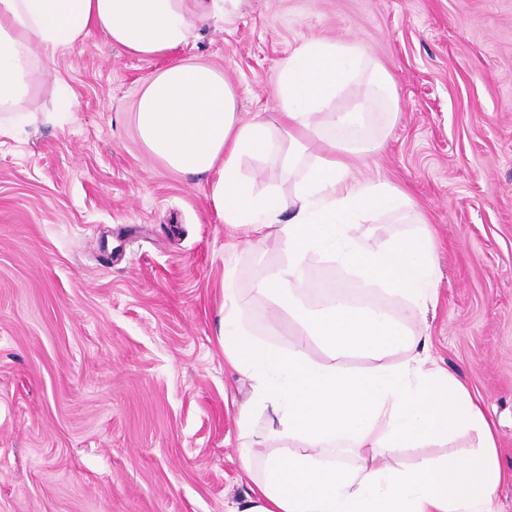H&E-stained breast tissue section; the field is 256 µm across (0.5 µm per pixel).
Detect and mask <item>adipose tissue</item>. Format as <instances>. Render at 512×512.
Here are the masks:
<instances>
[{"label":"adipose tissue","mask_w":512,"mask_h":512,"mask_svg":"<svg viewBox=\"0 0 512 512\" xmlns=\"http://www.w3.org/2000/svg\"><path fill=\"white\" fill-rule=\"evenodd\" d=\"M241 0H0V134L30 122L21 112L42 74L33 47L69 49L96 31L111 45L142 57H165L195 40L200 27L234 13ZM367 72L387 94L388 72L357 40L315 36L286 58L273 78L279 127L238 115L232 87L215 70L178 62L147 80L137 108L141 139L170 168L210 177V197L226 224L246 227L253 247H275L284 267L259 275L257 294L307 283L310 255L331 256L364 281L405 297L412 313L438 304L439 272L430 235L397 243L363 241L353 224L376 212L413 207L412 198L384 181L361 179L347 160L380 149L351 135L350 114L325 115L344 78ZM312 163L292 194H257L241 172L244 157L279 158L294 168ZM248 303L224 272V357L249 385L239 410L241 434L252 432L256 411L269 410L278 426L261 435L268 453L244 448L253 481L247 512H497L502 474L494 430L469 388L416 351L404 318L378 302L358 304L333 289L317 305L289 297L298 328L288 346L257 340L242 322ZM414 348L394 365L387 355ZM321 357H314L313 349ZM353 354L376 359L365 370L345 367ZM476 431L477 449L465 455L402 464L396 449L425 446L461 431ZM297 438L304 448H286ZM352 456L326 458L336 440Z\"/></svg>","instance_id":"ef3b65f1"}]
</instances>
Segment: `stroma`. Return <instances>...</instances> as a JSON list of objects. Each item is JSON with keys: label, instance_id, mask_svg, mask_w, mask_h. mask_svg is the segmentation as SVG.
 I'll use <instances>...</instances> for the list:
<instances>
[{"label": "stroma", "instance_id": "obj_1", "mask_svg": "<svg viewBox=\"0 0 512 512\" xmlns=\"http://www.w3.org/2000/svg\"><path fill=\"white\" fill-rule=\"evenodd\" d=\"M358 40L387 70L388 112L359 78L330 109L359 113L382 141L357 166L411 196L354 236L397 240L429 227L441 271L436 310L412 324L431 365L462 380L493 424L512 512V0H242L174 60L213 67L243 118L278 123L272 78L312 36ZM143 59L97 32L58 51L0 136V512H245L238 416L248 385L224 361L226 266L269 337L259 271L285 264L224 224L207 179L170 169L135 121ZM74 105L56 116L54 91ZM254 191L294 187L276 159H244ZM357 301L404 300L319 256Z\"/></svg>", "mask_w": 512, "mask_h": 512}]
</instances>
